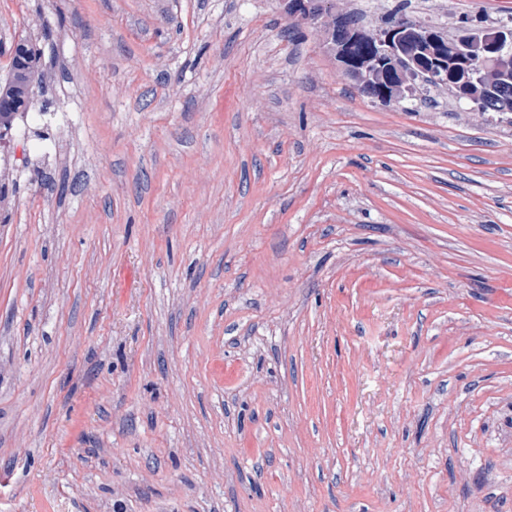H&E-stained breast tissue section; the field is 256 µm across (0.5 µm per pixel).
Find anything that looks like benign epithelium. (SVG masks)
Segmentation results:
<instances>
[{"mask_svg":"<svg viewBox=\"0 0 512 512\" xmlns=\"http://www.w3.org/2000/svg\"><path fill=\"white\" fill-rule=\"evenodd\" d=\"M289 16L299 22L316 20L318 0H290ZM332 48L345 73L357 81L367 96L382 102L404 98L410 83L420 72L438 75L444 64L427 61L415 48L439 41L428 27L399 20L370 35L340 15L330 30ZM458 56L471 64L484 95L474 101L479 112H506L512 101V83L504 76L512 73V27H464L453 46Z\"/></svg>","mask_w":512,"mask_h":512,"instance_id":"benign-epithelium-1","label":"benign epithelium"}]
</instances>
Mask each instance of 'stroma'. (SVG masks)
<instances>
[{
	"label": "stroma",
	"instance_id": "stroma-1",
	"mask_svg": "<svg viewBox=\"0 0 512 512\" xmlns=\"http://www.w3.org/2000/svg\"><path fill=\"white\" fill-rule=\"evenodd\" d=\"M321 8L0 0V512H512V116L326 41L512 0ZM281 1L286 2V11L288 15L295 18L297 21L310 22L316 20L319 8L318 0H290V2H288V0ZM316 21H314V23ZM18 54L12 58L10 78L0 85V130L10 129V122L20 109L26 108L37 54L25 37L16 43Z\"/></svg>",
	"mask_w": 512,
	"mask_h": 512
}]
</instances>
